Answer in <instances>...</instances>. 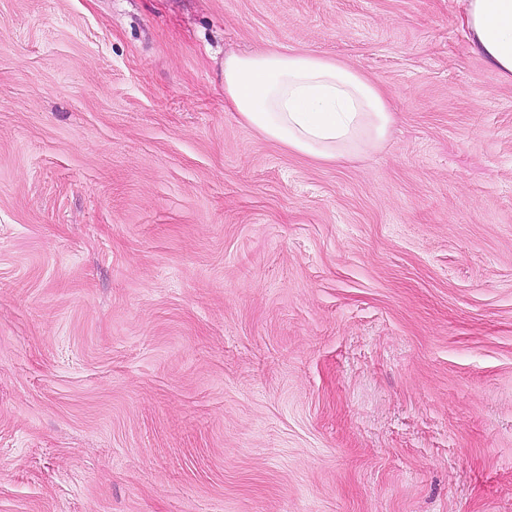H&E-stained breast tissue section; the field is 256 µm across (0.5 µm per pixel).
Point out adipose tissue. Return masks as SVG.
<instances>
[{
    "label": "adipose tissue",
    "mask_w": 512,
    "mask_h": 512,
    "mask_svg": "<svg viewBox=\"0 0 512 512\" xmlns=\"http://www.w3.org/2000/svg\"><path fill=\"white\" fill-rule=\"evenodd\" d=\"M458 3L468 41L500 77L512 80V0ZM224 99L264 137L324 161L380 148L392 121L376 84L311 51L226 56Z\"/></svg>",
    "instance_id": "obj_1"
}]
</instances>
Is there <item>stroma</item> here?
Returning a JSON list of instances; mask_svg holds the SVG:
<instances>
[{"instance_id":"obj_1","label":"stroma","mask_w":512,"mask_h":512,"mask_svg":"<svg viewBox=\"0 0 512 512\" xmlns=\"http://www.w3.org/2000/svg\"><path fill=\"white\" fill-rule=\"evenodd\" d=\"M272 48L384 147L242 122ZM0 512H512V82L457 0H0ZM224 99L264 137L324 161L380 148L392 121L376 84L311 51L226 56Z\"/></svg>"}]
</instances>
